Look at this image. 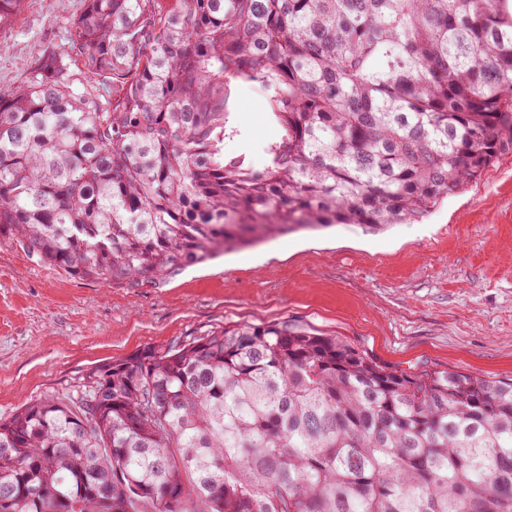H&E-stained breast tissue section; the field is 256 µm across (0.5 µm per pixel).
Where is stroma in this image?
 Instances as JSON below:
<instances>
[{"instance_id": "1", "label": "stroma", "mask_w": 512, "mask_h": 512, "mask_svg": "<svg viewBox=\"0 0 512 512\" xmlns=\"http://www.w3.org/2000/svg\"><path fill=\"white\" fill-rule=\"evenodd\" d=\"M84 0H26L0 29V87L64 56L71 91L103 103L71 50ZM257 141L278 135L258 91L227 89ZM297 319L406 371L512 378V152L414 224L292 232L137 286L73 278L0 244V417L62 396L95 366L227 324Z\"/></svg>"}]
</instances>
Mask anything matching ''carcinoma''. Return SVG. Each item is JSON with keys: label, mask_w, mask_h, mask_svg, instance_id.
<instances>
[{"label": "carcinoma", "mask_w": 512, "mask_h": 512, "mask_svg": "<svg viewBox=\"0 0 512 512\" xmlns=\"http://www.w3.org/2000/svg\"><path fill=\"white\" fill-rule=\"evenodd\" d=\"M70 35L107 107L55 54L0 87V243L81 280L413 224L512 150V0H85ZM233 81L278 137L229 120ZM0 512H512V379L226 325L0 418Z\"/></svg>", "instance_id": "carcinoma-1"}]
</instances>
